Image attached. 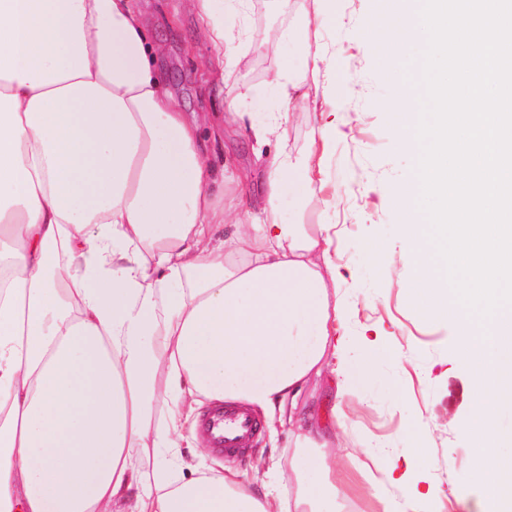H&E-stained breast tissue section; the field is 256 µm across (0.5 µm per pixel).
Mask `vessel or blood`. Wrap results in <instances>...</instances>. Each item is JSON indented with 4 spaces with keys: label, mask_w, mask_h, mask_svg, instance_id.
<instances>
[{
    "label": "vessel or blood",
    "mask_w": 512,
    "mask_h": 512,
    "mask_svg": "<svg viewBox=\"0 0 512 512\" xmlns=\"http://www.w3.org/2000/svg\"><path fill=\"white\" fill-rule=\"evenodd\" d=\"M197 432L211 447L227 455H246L255 445L259 423L251 410L229 403L210 405Z\"/></svg>",
    "instance_id": "b4317fda"
}]
</instances>
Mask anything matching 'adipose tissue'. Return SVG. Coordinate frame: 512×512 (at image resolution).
<instances>
[{"mask_svg":"<svg viewBox=\"0 0 512 512\" xmlns=\"http://www.w3.org/2000/svg\"><path fill=\"white\" fill-rule=\"evenodd\" d=\"M273 2L295 19L279 40L308 47L273 74V107L224 97L228 121L279 144L266 196L238 211L208 189L199 126L163 90L133 0H0V512H341L297 398L335 379L346 429L375 355L348 357L336 298L322 196L336 128L286 146L308 79L336 63L310 46L302 0ZM244 3L185 0L217 78L242 61ZM200 396L295 426L286 502L209 466L208 448L174 477L180 407Z\"/></svg>","mask_w":512,"mask_h":512,"instance_id":"adipose-tissue-1","label":"adipose tissue"}]
</instances>
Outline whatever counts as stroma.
I'll return each instance as SVG.
<instances>
[{
    "instance_id": "1",
    "label": "stroma",
    "mask_w": 512,
    "mask_h": 512,
    "mask_svg": "<svg viewBox=\"0 0 512 512\" xmlns=\"http://www.w3.org/2000/svg\"><path fill=\"white\" fill-rule=\"evenodd\" d=\"M142 21L163 47L157 69L165 89L198 121L200 141L214 173L252 176L251 191L262 195L266 173L256 158L258 144L224 124L223 96L212 82L209 49L198 20L183 0H136ZM390 10L388 0H324L318 40L336 59V79L319 81L316 107L296 113L288 145L304 146L322 116L336 125L328 154L326 198L336 203V262L346 276L338 290L349 304L348 353L376 354V374L350 402L352 421L339 440L336 458L349 476L345 512H381L369 489L368 451L377 444L397 457L402 482L389 497H416L420 512H461L460 499L477 497L465 481L474 448L460 426L470 417L469 369L459 357V336L448 324L427 321L412 297L414 275L405 263L404 215L393 192L405 182L411 161L398 145L391 108L399 101L404 72L377 53ZM288 21L272 0H249L244 18V57L227 82L229 89L269 103V80L285 54L275 38ZM288 429H263L247 456L225 459L255 485L274 481L288 468Z\"/></svg>"
}]
</instances>
